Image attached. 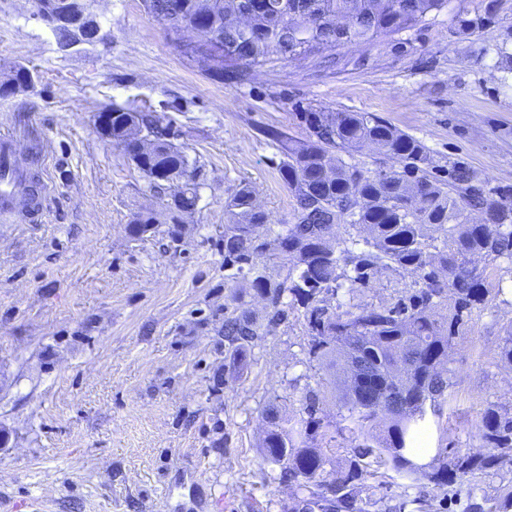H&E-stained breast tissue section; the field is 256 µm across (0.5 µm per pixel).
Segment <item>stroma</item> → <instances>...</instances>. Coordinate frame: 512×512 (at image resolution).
Masks as SVG:
<instances>
[{
  "label": "stroma",
  "instance_id": "stroma-1",
  "mask_svg": "<svg viewBox=\"0 0 512 512\" xmlns=\"http://www.w3.org/2000/svg\"><path fill=\"white\" fill-rule=\"evenodd\" d=\"M100 32L61 48L32 0H0V136L47 182L44 212L0 223V512H282L294 491L259 444L265 412L303 417L328 371L308 359L301 312L225 362L216 335L224 286V201L250 184L272 223L289 218L282 155L267 132L305 130L296 104L370 112L420 140L436 165L460 162L512 187V0H448L426 24L336 52L212 79L175 53L141 0H86ZM491 9L464 33L459 13ZM115 104L150 106L195 164L200 201L179 251L136 238L134 213L158 199L94 123ZM492 300L452 352L456 377L426 446L480 449L488 403L512 404L497 342L512 322V260L487 262Z\"/></svg>",
  "mask_w": 512,
  "mask_h": 512
}]
</instances>
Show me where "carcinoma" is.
I'll list each match as a JSON object with an SVG mask.
<instances>
[{
	"mask_svg": "<svg viewBox=\"0 0 512 512\" xmlns=\"http://www.w3.org/2000/svg\"><path fill=\"white\" fill-rule=\"evenodd\" d=\"M168 39L190 46L205 29L224 48L223 80L248 70H274L294 60L321 66L336 49L391 37L426 22L448 0H142ZM20 67L0 83L7 95L28 85ZM306 136L270 129L283 155L281 178L294 200L291 221L274 224L241 183L224 202V287L248 283L264 315L224 314L217 336L224 353L241 355L301 308L310 360L341 380V408L351 455L337 467L314 445L330 423L318 416L320 391L305 396L307 417L288 422L268 411L267 461L281 466L296 492L282 512H438L430 490L468 487L467 512H512V484L476 496L477 477L512 472V410L490 403L479 436L485 451L438 448L418 463L428 414L442 412L455 371L450 351L474 311L490 301L481 261L512 259V189L492 190L466 169L434 175L420 141L369 112L304 108L294 113ZM112 141L143 174L159 209L135 213L132 236L164 234L176 250L185 219L195 213L200 184L171 128L148 109L112 105ZM395 160L366 170L348 163L364 146ZM407 272L415 288L390 304L336 303L385 272ZM512 368V323L498 342ZM379 480L365 486L374 476ZM366 496H361L363 489Z\"/></svg>",
	"mask_w": 512,
	"mask_h": 512,
	"instance_id": "carcinoma-1",
	"label": "carcinoma"
}]
</instances>
